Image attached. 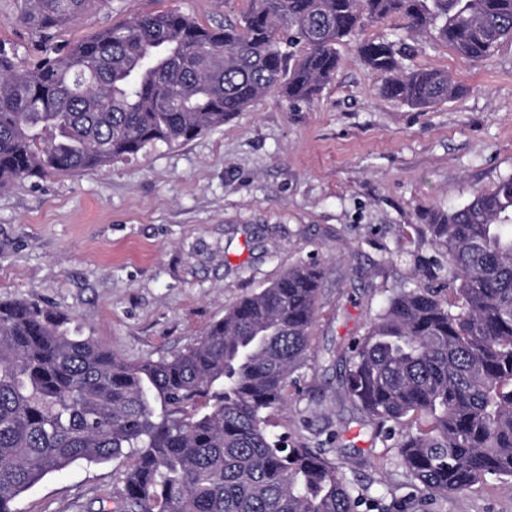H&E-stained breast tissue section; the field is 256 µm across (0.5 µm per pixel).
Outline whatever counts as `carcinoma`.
Listing matches in <instances>:
<instances>
[{
  "label": "carcinoma",
  "instance_id": "cac0c4a2",
  "mask_svg": "<svg viewBox=\"0 0 512 512\" xmlns=\"http://www.w3.org/2000/svg\"><path fill=\"white\" fill-rule=\"evenodd\" d=\"M95 0H16L46 43H0V188L97 171L158 142L189 141L271 90L309 102L353 42L381 96L427 109L466 90L405 66L406 48L359 32L393 17L482 62L512 39V0H249L235 23L176 11L133 17L74 44L54 33ZM446 258L386 298L345 356L344 395L429 497L495 477L512 485V178L425 225ZM323 272L284 270L192 347L131 364L32 299L0 300V512L69 466L123 468L124 512H361L367 488L322 449L270 430L297 386Z\"/></svg>",
  "mask_w": 512,
  "mask_h": 512
}]
</instances>
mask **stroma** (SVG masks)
<instances>
[{"instance_id": "stroma-1", "label": "stroma", "mask_w": 512, "mask_h": 512, "mask_svg": "<svg viewBox=\"0 0 512 512\" xmlns=\"http://www.w3.org/2000/svg\"><path fill=\"white\" fill-rule=\"evenodd\" d=\"M248 0H101L60 30L80 41L130 17L178 10L210 27ZM364 37L403 39L409 65L448 71L462 97L419 110L381 98L377 75L340 49L334 80L309 103L269 92L192 140L158 143L80 175L0 188V299L28 298L138 363L196 343L242 297L283 270H324L309 330L312 356L274 430L316 447L337 434V464L370 497L407 512H512V488L490 479L421 503L398 450L343 394L341 357L387 292L419 279L436 209L460 207L512 175V40L473 64L400 18ZM115 464H76L25 492L19 512H116Z\"/></svg>"}]
</instances>
